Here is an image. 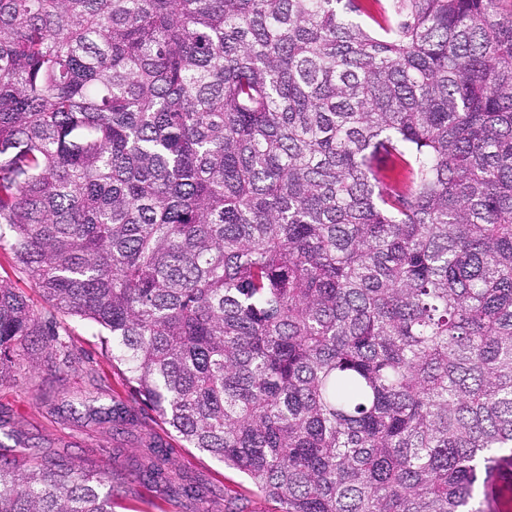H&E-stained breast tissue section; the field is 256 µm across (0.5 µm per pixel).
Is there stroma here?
I'll list each match as a JSON object with an SVG mask.
<instances>
[{"mask_svg":"<svg viewBox=\"0 0 512 512\" xmlns=\"http://www.w3.org/2000/svg\"><path fill=\"white\" fill-rule=\"evenodd\" d=\"M80 367L56 373L47 365L21 364L16 380L0 384V422L8 421L35 452L64 457L112 474L118 505L115 512H199V504L174 489L139 480L135 465L147 451L151 437H159L168 451L169 466L200 486L216 491L213 512H233L248 503L250 512H275L254 484L241 472L225 467L167 434L153 412L136 398L116 369L109 346L97 328L66 318ZM95 367L112 387V401L136 416L134 423L113 431L80 405L85 385L79 373Z\"/></svg>","mask_w":512,"mask_h":512,"instance_id":"1","label":"stroma"}]
</instances>
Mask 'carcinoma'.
I'll return each instance as SVG.
<instances>
[{
    "mask_svg": "<svg viewBox=\"0 0 512 512\" xmlns=\"http://www.w3.org/2000/svg\"><path fill=\"white\" fill-rule=\"evenodd\" d=\"M2 241L51 309L0 279V381L35 346L72 369L56 315L76 317L280 512L512 495L502 0H0ZM136 475L172 485L166 451ZM113 496L0 453V512Z\"/></svg>",
    "mask_w": 512,
    "mask_h": 512,
    "instance_id": "carcinoma-1",
    "label": "carcinoma"
}]
</instances>
